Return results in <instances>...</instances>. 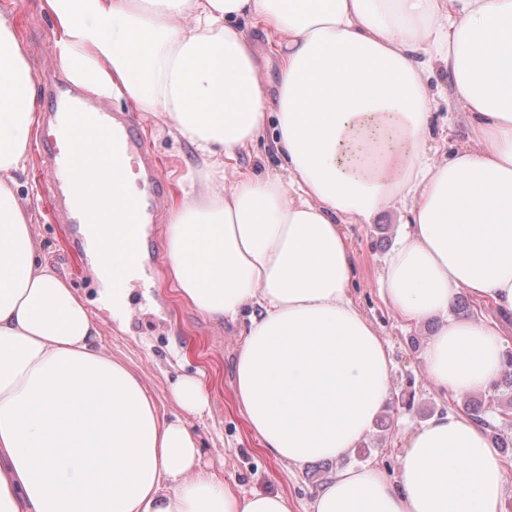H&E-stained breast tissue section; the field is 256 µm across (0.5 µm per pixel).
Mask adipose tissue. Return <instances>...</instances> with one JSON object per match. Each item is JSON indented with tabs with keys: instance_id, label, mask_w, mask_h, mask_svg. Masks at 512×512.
<instances>
[{
	"instance_id": "ef3b65f1",
	"label": "adipose tissue",
	"mask_w": 512,
	"mask_h": 512,
	"mask_svg": "<svg viewBox=\"0 0 512 512\" xmlns=\"http://www.w3.org/2000/svg\"><path fill=\"white\" fill-rule=\"evenodd\" d=\"M56 61L89 91L161 117L197 170L169 211L167 275L217 322L247 325L234 400L276 460L353 453L390 395L384 340L352 296L343 227L399 204L403 232L379 278L402 320L443 316L423 363L453 395L484 390L504 342L450 318L459 294L512 315V0H41ZM279 35V83L246 27ZM447 74L468 129L436 161L429 143ZM277 124L284 175L237 168ZM37 122L34 78L0 11V512H292L241 494L202 463L187 417L210 414L180 375L179 416L107 351L86 300L56 272L19 195ZM232 187H225L226 174ZM497 448L469 416L412 433L397 478L364 465L308 512H508Z\"/></svg>"
}]
</instances>
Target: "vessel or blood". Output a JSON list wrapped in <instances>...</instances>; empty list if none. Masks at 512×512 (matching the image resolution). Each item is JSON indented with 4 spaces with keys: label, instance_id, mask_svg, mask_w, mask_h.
Segmentation results:
<instances>
[{
    "label": "vessel or blood",
    "instance_id": "1",
    "mask_svg": "<svg viewBox=\"0 0 512 512\" xmlns=\"http://www.w3.org/2000/svg\"><path fill=\"white\" fill-rule=\"evenodd\" d=\"M65 108L47 116L42 148L50 181L67 223L80 227L98 223L107 210L106 200L90 201L85 187V167L80 166L77 146L98 148L99 164L108 173L123 202V218L131 224L156 221V202L168 194V183L154 166L152 150L136 120L100 108L85 95L73 91L64 97Z\"/></svg>",
    "mask_w": 512,
    "mask_h": 512
}]
</instances>
